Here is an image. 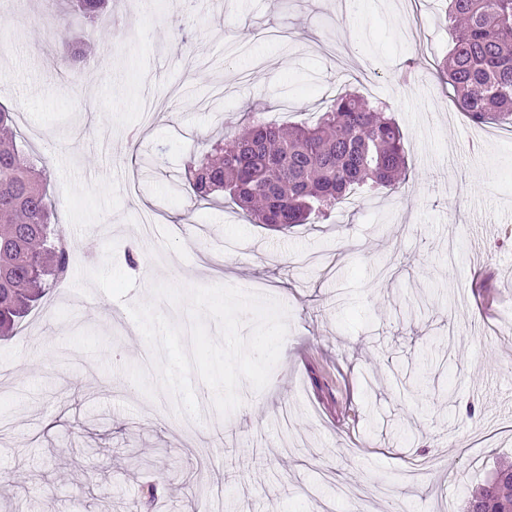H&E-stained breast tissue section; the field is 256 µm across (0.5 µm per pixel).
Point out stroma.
<instances>
[{
	"label": "stroma",
	"mask_w": 512,
	"mask_h": 512,
	"mask_svg": "<svg viewBox=\"0 0 512 512\" xmlns=\"http://www.w3.org/2000/svg\"><path fill=\"white\" fill-rule=\"evenodd\" d=\"M0 0V105L47 162L66 287L0 339V512H460L512 461V127L473 126L438 71L443 0ZM95 49L62 62L69 37ZM389 105L409 174L281 230L174 192L201 140L262 112L316 120L338 93ZM156 282L281 301L263 390L191 423L128 378L127 304Z\"/></svg>",
	"instance_id": "1"
}]
</instances>
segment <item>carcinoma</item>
<instances>
[{
	"mask_svg": "<svg viewBox=\"0 0 512 512\" xmlns=\"http://www.w3.org/2000/svg\"><path fill=\"white\" fill-rule=\"evenodd\" d=\"M108 0H76L93 23ZM453 48L440 73L474 125L512 126V0H447ZM387 105L359 91L329 100L314 125L257 119L189 155L179 192L222 194L255 224L286 229L319 217L354 189L393 190L408 175L403 135ZM42 158L18 146L12 112L0 106V337L70 274L74 249L51 223ZM462 512H512V463L495 467Z\"/></svg>",
	"mask_w": 512,
	"mask_h": 512,
	"instance_id": "1",
	"label": "carcinoma"
}]
</instances>
